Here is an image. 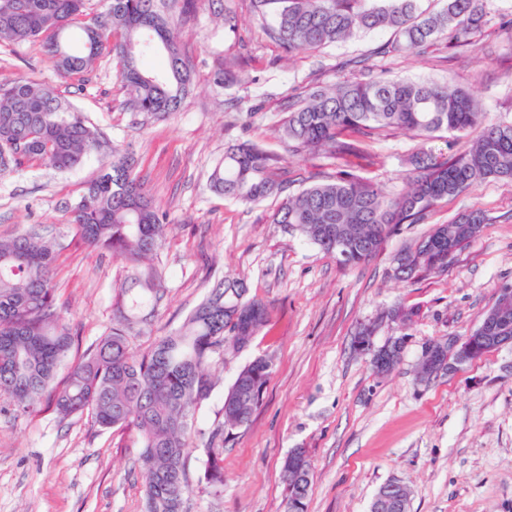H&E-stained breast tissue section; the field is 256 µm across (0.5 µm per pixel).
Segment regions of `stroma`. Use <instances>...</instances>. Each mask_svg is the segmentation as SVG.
Masks as SVG:
<instances>
[{"label": "stroma", "mask_w": 512, "mask_h": 512, "mask_svg": "<svg viewBox=\"0 0 512 512\" xmlns=\"http://www.w3.org/2000/svg\"><path fill=\"white\" fill-rule=\"evenodd\" d=\"M491 10L500 24L477 33L472 45L452 49L441 39L420 54L374 58L375 72L448 79L474 92L488 121L512 122V0H492ZM175 25L192 88L179 110L163 117L129 108L113 54L100 56L89 72L68 75L42 39L0 42V78L22 74L53 86L107 146L134 158L165 214L152 260L165 296L131 331L134 350L175 333L228 274L245 279L250 296L269 308L268 325L247 350L213 356L217 383L195 414L192 477L202 466L203 434L221 421L224 394L239 370L258 357L273 369L249 424L224 439L223 494L195 486L188 512H286L281 468L295 448L312 465L307 512H369L392 479L410 489V512H512V345L428 382L416 376L429 343L470 334L501 288L512 286V181L483 182L442 201L423 223L401 225L376 257L340 266L272 223L281 196L245 205L216 192L210 176L225 150L243 140L285 156L291 191L332 172V159L288 153L279 132L282 104L318 83L356 80L340 61L370 53L390 33L289 56L265 36L251 0H198ZM224 62L240 82H216ZM461 148L450 133L423 140L396 130L374 137L354 167L397 195L417 153L446 157ZM104 161L94 153L64 172L34 161L0 178V239L37 226L59 246L53 285L85 345L111 327L116 293L132 273L123 259L85 244L71 221ZM471 209L488 220L442 270L408 282L393 278L397 253ZM394 307L408 311V320L387 318ZM364 324L374 325L375 346L400 341L390 373L377 374L371 354L357 349ZM134 438L99 428L87 414L61 418L49 402L19 416L0 396V512H145Z\"/></svg>", "instance_id": "obj_1"}]
</instances>
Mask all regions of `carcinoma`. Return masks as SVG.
<instances>
[{
  "label": "carcinoma",
  "mask_w": 512,
  "mask_h": 512,
  "mask_svg": "<svg viewBox=\"0 0 512 512\" xmlns=\"http://www.w3.org/2000/svg\"><path fill=\"white\" fill-rule=\"evenodd\" d=\"M268 38L293 53L320 49L360 33L388 31L392 41L378 53L412 52L446 38L453 48L469 46L474 32L493 20L488 0H443L436 11L420 0H252ZM85 0H0V41L46 37L47 52L66 74L89 71L103 52L121 60L120 76L131 91L129 104L150 115L177 111L191 84L173 20L189 10L186 0H109L88 21ZM162 52L166 67L150 71L141 58ZM345 66L362 79L313 90L285 106L281 134L291 153H323L336 172L287 195L272 215L329 255H336V229L343 233L347 265L375 256L401 224H419L440 201L457 197L486 179H512V123H482L484 113L466 89L448 82L382 78L366 59ZM478 137L469 140L476 127ZM407 130L424 140L450 132L463 149L439 159L421 152L408 189L399 196L364 180L349 160L367 152L382 132ZM105 145L83 117L64 106L55 89L21 75L0 79V175L39 160L58 171L81 164ZM212 187L243 204H256L288 188L283 159L254 142L224 152ZM163 215L147 198L134 162L112 150V161L90 182L72 210L81 239L137 266L160 247ZM485 216L459 214L437 225L395 258V278L407 280L442 268L448 249L467 245ZM54 244L36 227L0 240V395L15 412L29 414L43 401L62 418L89 413L103 430L136 432L146 512H186L193 491L187 468L195 410L210 398L215 382L212 354L234 336L258 333L269 320L265 303L247 298L246 284L226 276L184 321L179 332L148 350L130 347L133 327L147 321L163 298L161 275L137 268L136 288L120 290L108 333L76 361V339L51 284ZM67 372L56 381L61 368ZM270 378L265 359L243 366L224 394L223 420L208 433L203 475L208 488L224 489V434L247 425ZM311 463L306 454L285 458L282 480L287 501L307 512Z\"/></svg>",
  "instance_id": "cac0c4a2"
}]
</instances>
